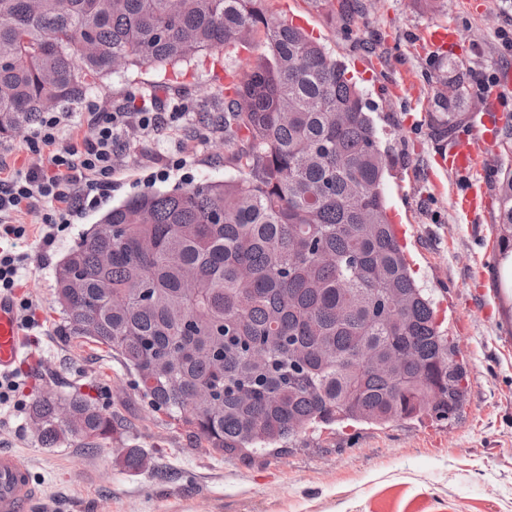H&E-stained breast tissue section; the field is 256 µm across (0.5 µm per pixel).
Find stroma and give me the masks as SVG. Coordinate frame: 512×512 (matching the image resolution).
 Masks as SVG:
<instances>
[{
  "label": "stroma",
  "instance_id": "stroma-1",
  "mask_svg": "<svg viewBox=\"0 0 512 512\" xmlns=\"http://www.w3.org/2000/svg\"><path fill=\"white\" fill-rule=\"evenodd\" d=\"M464 2L439 0L427 10L414 0H365L362 17L344 35L318 0H267L269 8L301 20L347 65L372 108L389 149L391 221L403 227L414 276L445 313L468 370L465 399L451 418L322 426L291 439L278 457H224L198 448L152 412L116 359L59 336L55 268L82 232L142 191L238 174L237 153L224 145V78L245 74L256 50L226 51L174 74L134 67L103 77L72 105L78 132L86 130L87 113L124 108L134 98L183 101L188 119L123 131L125 149L114 162L110 194L71 217L52 245L42 241V214L23 217L30 235L21 247L24 271L14 294L32 301L35 325L24 331L28 366L13 373L15 388L0 404V452L15 453L30 472L35 493L26 512H408L416 503L423 512H512V291L498 280L494 227V195L512 167V153L495 148L471 174L489 199L472 214L453 202L461 179L429 177L448 143L434 112L448 61L420 46L421 32L437 24L458 29L464 44L458 59L472 76L468 98L479 96L476 75L493 77L499 67H512V47L499 37L512 35V0H482L480 10ZM406 79L410 89L396 93ZM75 386L107 410L121 411L124 436L152 456L150 470L123 471L108 443L95 449L38 443L29 403Z\"/></svg>",
  "mask_w": 512,
  "mask_h": 512
}]
</instances>
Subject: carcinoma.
I'll return each instance as SVG.
<instances>
[{"instance_id": "1", "label": "carcinoma", "mask_w": 512, "mask_h": 512, "mask_svg": "<svg viewBox=\"0 0 512 512\" xmlns=\"http://www.w3.org/2000/svg\"><path fill=\"white\" fill-rule=\"evenodd\" d=\"M0 0V139L78 101L131 66L165 69L204 51L256 44L258 63L224 98V145L245 131L239 175L144 191L112 207V235L83 232L55 273L59 335L105 348L152 411L210 453L272 455L308 427L448 419L467 371L412 278L389 224L387 155L345 65L264 0ZM348 34L361 0H328ZM440 112L466 95L460 64ZM495 230L512 250V168ZM110 255L103 263L102 256ZM403 358L391 372L369 365ZM66 411L83 426L70 433ZM38 442L99 448L117 415L74 389L29 406ZM127 444L118 464L144 471Z\"/></svg>"}]
</instances>
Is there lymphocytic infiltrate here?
Instances as JSON below:
<instances>
[{
  "label": "lymphocytic infiltrate",
  "instance_id": "obj_1",
  "mask_svg": "<svg viewBox=\"0 0 512 512\" xmlns=\"http://www.w3.org/2000/svg\"><path fill=\"white\" fill-rule=\"evenodd\" d=\"M161 113L92 112L86 119L83 138L66 112H45L27 143L28 151L39 156V163L17 168L0 177V234L19 241L27 227L19 217L45 212L43 241L52 244L56 225L68 223L71 216L97 203L112 187L113 163L123 149L121 131L131 123L155 127Z\"/></svg>",
  "mask_w": 512,
  "mask_h": 512
}]
</instances>
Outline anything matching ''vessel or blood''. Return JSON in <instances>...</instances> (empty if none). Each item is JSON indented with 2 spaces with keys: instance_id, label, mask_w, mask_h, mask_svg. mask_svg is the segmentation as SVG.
<instances>
[{
  "instance_id": "1",
  "label": "vessel or blood",
  "mask_w": 512,
  "mask_h": 512,
  "mask_svg": "<svg viewBox=\"0 0 512 512\" xmlns=\"http://www.w3.org/2000/svg\"><path fill=\"white\" fill-rule=\"evenodd\" d=\"M423 39L433 53L448 56L462 49L460 34L453 25L433 26L425 30ZM483 108L473 116L469 131L458 133L448 143L447 154L439 163L449 172L468 175L479 168L488 150L499 142L506 112L498 89H489ZM27 357L26 339L17 320L15 305L8 296L0 295V373H9L22 365ZM28 469L12 453H0V512H24L32 496Z\"/></svg>"
}]
</instances>
